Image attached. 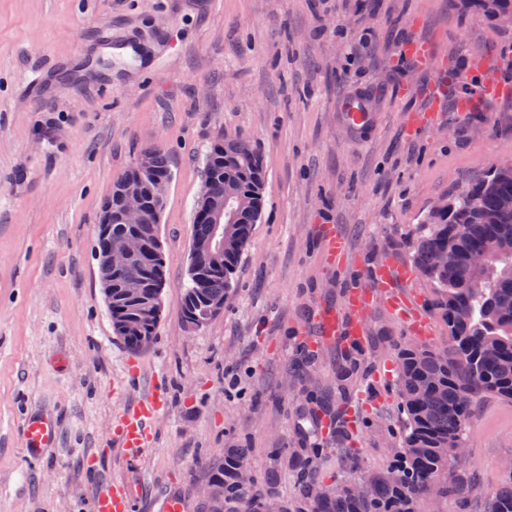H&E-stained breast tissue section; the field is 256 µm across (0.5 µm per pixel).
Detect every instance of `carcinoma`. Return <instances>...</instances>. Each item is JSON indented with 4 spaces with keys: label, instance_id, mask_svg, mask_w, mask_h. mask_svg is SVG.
Listing matches in <instances>:
<instances>
[{
    "label": "carcinoma",
    "instance_id": "1",
    "mask_svg": "<svg viewBox=\"0 0 512 512\" xmlns=\"http://www.w3.org/2000/svg\"><path fill=\"white\" fill-rule=\"evenodd\" d=\"M478 5L498 22L512 14V0H462V5ZM156 177L171 179L169 159L154 147L143 152ZM205 176L212 189L224 195V254L219 262L191 258L190 285L182 305L184 321L208 323L223 311L230 275L235 271L262 208L264 182L261 159L245 140L224 138L211 145L206 154ZM122 183L112 185L104 207L112 210L114 222L99 225L96 257L107 246L103 229L113 235L136 234L152 246L158 236L156 224H119ZM512 197V177L487 170L465 189L444 196L449 205L428 210L423 217L413 263L437 288L436 309L448 325L451 340L447 357L435 349L411 344L398 352L399 395L402 427L389 465L373 473L371 493L356 497L349 484L359 480L351 473L331 496H323V482L310 469L297 476L299 502L312 503V512H419L430 492V484L442 480V497L463 496L473 490L461 469L456 443L464 438L472 403L491 395L512 401V276L499 267L512 266V210L500 201ZM212 236V225L194 213L192 246ZM490 248L489 267L475 272L468 265L476 250ZM451 252L446 265L439 257ZM100 282L112 286L109 313L112 327L131 351L146 348L153 340L161 317L159 285L165 283L163 257L147 250L115 269L98 262ZM137 288L133 295L127 289ZM363 365L361 350H344L340 378L347 381ZM248 459V449L227 448L224 463L213 471L210 483L214 497L209 512H261L265 494L255 485L238 480L239 465ZM485 512H512V472L486 496Z\"/></svg>",
    "mask_w": 512,
    "mask_h": 512
}]
</instances>
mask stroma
<instances>
[{
    "mask_svg": "<svg viewBox=\"0 0 512 512\" xmlns=\"http://www.w3.org/2000/svg\"><path fill=\"white\" fill-rule=\"evenodd\" d=\"M143 51L138 71L86 69L103 38ZM411 41L431 43L479 98L431 106L434 71L412 65ZM497 58L477 68L476 52ZM45 73L27 86L33 70ZM512 26L460 0H0V512H91L108 485L126 484L136 512H207L199 488L225 449H248L256 477L295 501L294 451L323 448L333 483L359 449V469H383L399 439L397 352L405 325L375 298L359 345L364 374L349 380L356 429L313 430L312 394L338 396L340 343L305 362L304 335L339 306L345 288L386 257L410 263L416 227L440 195L512 158ZM350 94L378 120L357 135L338 118ZM431 110L430 126L409 113ZM243 138L264 172L263 202L224 311L198 331L181 314L189 283L193 209L216 131ZM168 155L172 178L159 224L165 265L161 317L151 344L127 350L112 328L94 256L113 183L148 148ZM334 226L348 264L326 262ZM429 322L424 342L449 343L422 277L397 284ZM164 406L137 462L117 441L119 417L153 393ZM53 415L54 447L33 453L26 414ZM464 468L475 489L437 512H483L484 493L512 459V403L472 407Z\"/></svg>",
    "mask_w": 512,
    "mask_h": 512,
    "instance_id": "35a3bbf8",
    "label": "stroma"
}]
</instances>
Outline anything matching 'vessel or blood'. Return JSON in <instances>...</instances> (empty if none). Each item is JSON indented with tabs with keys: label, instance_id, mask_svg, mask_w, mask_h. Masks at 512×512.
<instances>
[{
	"label": "vessel or blood",
	"instance_id": "b4317fda",
	"mask_svg": "<svg viewBox=\"0 0 512 512\" xmlns=\"http://www.w3.org/2000/svg\"><path fill=\"white\" fill-rule=\"evenodd\" d=\"M339 111L346 124L355 129L371 125L373 114L365 100L348 97L339 104ZM411 267L390 263L389 266L373 269L368 287L349 289L345 295L350 318H343L338 313L326 312L319 320L318 336L322 339H340L346 336H359L363 325L359 318L374 293H382L390 310L403 320L411 335L421 337L428 333V322L424 317L413 316L404 298L394 293L393 286L398 281L413 279ZM161 397L152 395L143 400L138 408L124 416L119 424L118 439L121 447L130 454H137L147 441V428L150 415L160 406ZM24 431L32 448L40 450L51 447L57 438L55 421L47 416H27ZM133 503L130 492L105 488L94 499L92 512H132Z\"/></svg>",
	"mask_w": 512,
	"mask_h": 512
}]
</instances>
